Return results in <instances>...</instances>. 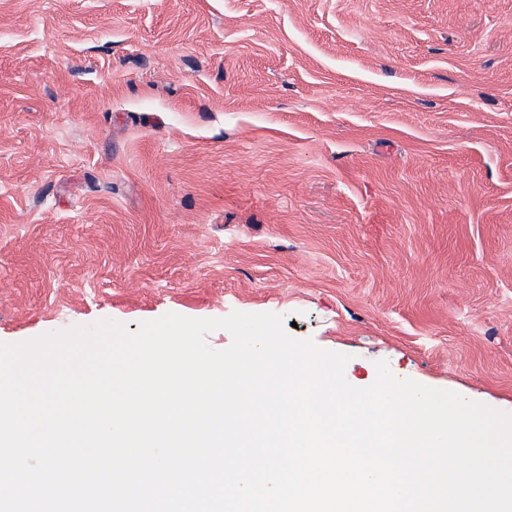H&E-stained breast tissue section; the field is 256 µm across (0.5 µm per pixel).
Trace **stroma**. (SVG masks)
Returning <instances> with one entry per match:
<instances>
[{"label":"stroma","mask_w":512,"mask_h":512,"mask_svg":"<svg viewBox=\"0 0 512 512\" xmlns=\"http://www.w3.org/2000/svg\"><path fill=\"white\" fill-rule=\"evenodd\" d=\"M234 311L512 413V0H0V342Z\"/></svg>","instance_id":"obj_1"}]
</instances>
